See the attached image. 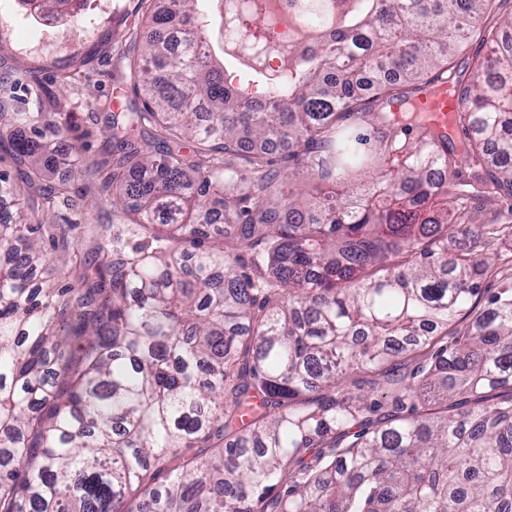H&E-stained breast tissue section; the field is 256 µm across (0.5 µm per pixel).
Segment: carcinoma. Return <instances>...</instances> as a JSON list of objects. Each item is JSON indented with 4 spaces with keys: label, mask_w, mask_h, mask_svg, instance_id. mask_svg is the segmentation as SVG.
I'll list each match as a JSON object with an SVG mask.
<instances>
[{
    "label": "carcinoma",
    "mask_w": 512,
    "mask_h": 512,
    "mask_svg": "<svg viewBox=\"0 0 512 512\" xmlns=\"http://www.w3.org/2000/svg\"><path fill=\"white\" fill-rule=\"evenodd\" d=\"M148 2L141 107L106 128L130 249L105 240L96 277L74 263L41 287L45 222L0 173V512H512V396L495 397L512 392V281L444 342L485 248L512 239L474 215L512 201V13L488 29L497 0H352L320 53L257 88L224 78L198 0ZM218 7L222 32L259 15ZM325 12L311 0L304 34ZM475 34L487 53L463 87L452 59ZM444 83L458 145L414 103ZM4 142L27 183L69 164L28 112L0 113ZM366 167L371 189L345 192ZM423 347L410 381L370 382L379 399L346 383ZM432 392L447 410L422 407Z\"/></svg>",
    "instance_id": "obj_1"
}]
</instances>
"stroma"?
I'll return each mask as SVG.
<instances>
[{"label": "stroma", "instance_id": "obj_1", "mask_svg": "<svg viewBox=\"0 0 512 512\" xmlns=\"http://www.w3.org/2000/svg\"><path fill=\"white\" fill-rule=\"evenodd\" d=\"M145 9L144 0H86L84 13L56 18L23 0H0V112L37 113L51 144L56 128H65L73 163L52 170L42 185L66 183L69 198L56 200L45 220L68 225L69 248L91 261L115 222L105 173L95 168L112 159L105 116L138 101L128 79L129 45L144 31ZM69 248L47 246L59 266Z\"/></svg>", "mask_w": 512, "mask_h": 512}]
</instances>
